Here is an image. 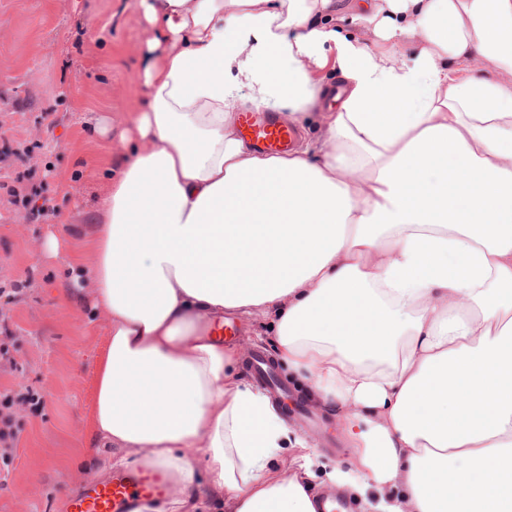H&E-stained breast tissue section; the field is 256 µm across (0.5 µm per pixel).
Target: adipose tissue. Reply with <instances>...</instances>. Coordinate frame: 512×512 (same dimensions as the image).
Returning <instances> with one entry per match:
<instances>
[{
	"instance_id": "1",
	"label": "adipose tissue",
	"mask_w": 512,
	"mask_h": 512,
	"mask_svg": "<svg viewBox=\"0 0 512 512\" xmlns=\"http://www.w3.org/2000/svg\"><path fill=\"white\" fill-rule=\"evenodd\" d=\"M145 99L69 256L107 318L98 466L141 465L164 510L315 512L224 315L270 320L280 364L343 411L328 474L373 512H512V0H139ZM333 63L336 93L316 79ZM316 143L267 154L237 114Z\"/></svg>"
}]
</instances>
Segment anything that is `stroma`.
Returning a JSON list of instances; mask_svg holds the SVG:
<instances>
[{"mask_svg": "<svg viewBox=\"0 0 512 512\" xmlns=\"http://www.w3.org/2000/svg\"><path fill=\"white\" fill-rule=\"evenodd\" d=\"M147 37L137 0H0V280L17 291L0 301V321L16 336L0 390L11 392L20 429L12 446L0 444V512H61L100 475L89 419L106 319L44 243L92 224L108 181L100 131L134 111ZM34 192L54 216L18 223L16 196ZM306 408L318 428L295 425L291 435L307 448L275 464L307 466L318 493L352 450L336 415L312 401Z\"/></svg>", "mask_w": 512, "mask_h": 512, "instance_id": "1", "label": "stroma"}]
</instances>
